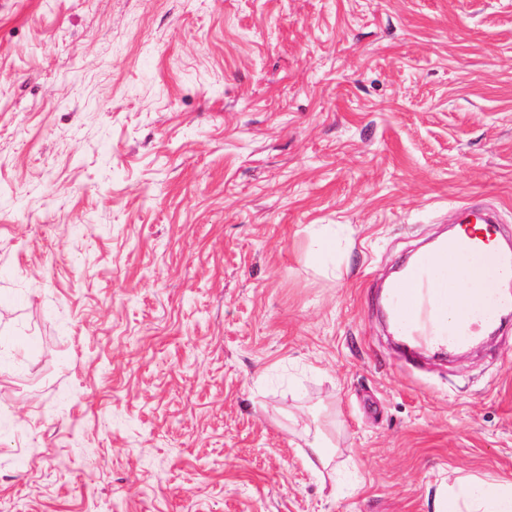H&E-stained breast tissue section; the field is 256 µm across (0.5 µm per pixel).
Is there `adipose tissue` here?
Masks as SVG:
<instances>
[{
	"mask_svg": "<svg viewBox=\"0 0 512 512\" xmlns=\"http://www.w3.org/2000/svg\"><path fill=\"white\" fill-rule=\"evenodd\" d=\"M448 321L456 323L469 304L493 285L492 252L449 256L447 270ZM435 512H512V481L485 480L472 475L456 477L440 487Z\"/></svg>",
	"mask_w": 512,
	"mask_h": 512,
	"instance_id": "1",
	"label": "adipose tissue"
}]
</instances>
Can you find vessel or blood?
<instances>
[{"label": "vessel or blood", "instance_id": "b4317fda", "mask_svg": "<svg viewBox=\"0 0 512 512\" xmlns=\"http://www.w3.org/2000/svg\"><path fill=\"white\" fill-rule=\"evenodd\" d=\"M462 224H481L482 235L458 236L435 246L417 257L401 276L390 285V314L407 336L422 344L440 347L463 345L472 334V319L488 326L501 320L512 309V294L496 296L491 303L475 310L473 316L463 317L455 327H448V291L436 287L434 270L448 264L454 251L479 252L496 239L499 227L495 218L479 206L465 207L458 217Z\"/></svg>", "mask_w": 512, "mask_h": 512}]
</instances>
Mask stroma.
I'll return each instance as SVG.
<instances>
[{"label": "stroma", "mask_w": 512, "mask_h": 512, "mask_svg": "<svg viewBox=\"0 0 512 512\" xmlns=\"http://www.w3.org/2000/svg\"><path fill=\"white\" fill-rule=\"evenodd\" d=\"M471 199L512 236V0H0V512L512 480V326L380 321ZM309 452L303 454L304 464L317 474H321L320 467L326 468L331 460L328 448H332L331 441L326 434H318L308 443Z\"/></svg>", "instance_id": "stroma-1"}]
</instances>
